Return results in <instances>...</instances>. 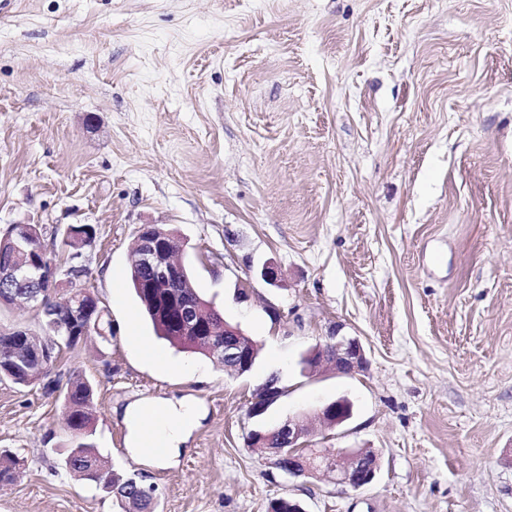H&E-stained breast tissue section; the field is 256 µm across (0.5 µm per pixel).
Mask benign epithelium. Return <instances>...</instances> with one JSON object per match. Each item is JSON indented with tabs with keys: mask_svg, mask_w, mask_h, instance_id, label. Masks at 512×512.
I'll use <instances>...</instances> for the list:
<instances>
[{
	"mask_svg": "<svg viewBox=\"0 0 512 512\" xmlns=\"http://www.w3.org/2000/svg\"><path fill=\"white\" fill-rule=\"evenodd\" d=\"M181 249L179 241L170 233L148 226V231L136 237L135 251L131 257L134 269L147 274L137 280L139 288L166 289L172 296H178L175 288L184 279L183 264L175 258ZM58 268L51 254V248L42 244L39 250L27 252L21 246H15V253L8 261L0 264V300L11 298L8 284L42 282L50 288H57L63 282L57 280ZM33 310L44 315L48 322H65L74 330L84 331V309L69 308L51 310L46 308V301L37 296L30 299ZM209 357L230 369L237 375L248 372L256 358L252 343L242 330L228 322L224 323V342L214 343L209 350ZM315 365H325L341 375H353L364 369L366 358L360 344L345 336L328 337L325 344L318 347L313 355ZM282 390L273 379L261 388L254 407L266 406L280 396ZM352 416V404L345 398H338L318 409L315 418L321 423L336 426ZM313 429L308 426V418L294 415L275 426L272 430L251 433L253 447L269 448L277 446L274 459H288V464H279L282 471L294 477H314L323 472L333 474L336 482L354 490L361 489L374 480L380 467L378 455L369 449L324 448L320 452L322 461L299 464L295 452L308 446V439Z\"/></svg>",
	"mask_w": 512,
	"mask_h": 512,
	"instance_id": "7a95c632",
	"label": "benign epithelium"
}]
</instances>
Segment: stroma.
Instances as JSON below:
<instances>
[{
    "label": "stroma",
    "instance_id": "stroma-1",
    "mask_svg": "<svg viewBox=\"0 0 512 512\" xmlns=\"http://www.w3.org/2000/svg\"><path fill=\"white\" fill-rule=\"evenodd\" d=\"M17 222L60 257L61 228L95 227L82 286L112 335L34 385L0 379V455L19 461L0 512H122L65 468L51 382L75 372L94 442L157 512H512V0H11L0 233ZM143 224L255 341L250 372L156 335L128 279ZM338 331L365 350L355 375L305 362ZM273 377L283 395L250 416ZM339 397L353 415L324 427ZM160 398L201 412L163 464L129 452L124 421ZM300 413L312 447L375 451L372 484L291 477L248 446Z\"/></svg>",
    "mask_w": 512,
    "mask_h": 512
}]
</instances>
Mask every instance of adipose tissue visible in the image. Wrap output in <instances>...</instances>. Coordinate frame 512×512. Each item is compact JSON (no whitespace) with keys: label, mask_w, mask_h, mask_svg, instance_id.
I'll list each match as a JSON object with an SVG mask.
<instances>
[{"label":"adipose tissue","mask_w":512,"mask_h":512,"mask_svg":"<svg viewBox=\"0 0 512 512\" xmlns=\"http://www.w3.org/2000/svg\"><path fill=\"white\" fill-rule=\"evenodd\" d=\"M156 422L158 436L166 445V457H174L180 451L181 444L198 421L194 405L184 400L158 399L131 406L125 412L130 431V450L143 453L140 427L144 419Z\"/></svg>","instance_id":"1"}]
</instances>
